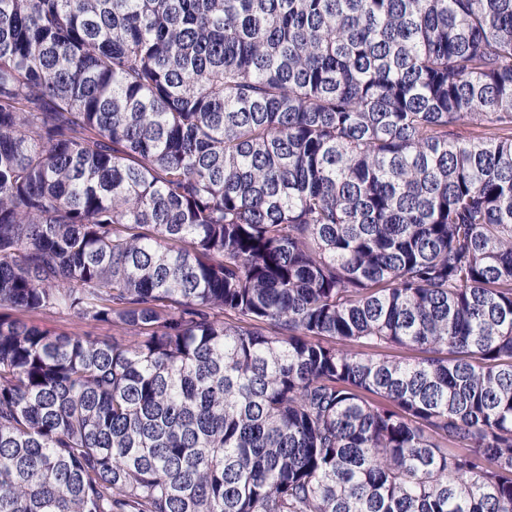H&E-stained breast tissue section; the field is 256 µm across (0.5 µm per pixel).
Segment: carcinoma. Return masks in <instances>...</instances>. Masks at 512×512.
Wrapping results in <instances>:
<instances>
[{
    "label": "carcinoma",
    "mask_w": 512,
    "mask_h": 512,
    "mask_svg": "<svg viewBox=\"0 0 512 512\" xmlns=\"http://www.w3.org/2000/svg\"><path fill=\"white\" fill-rule=\"evenodd\" d=\"M0 512H512V0H0Z\"/></svg>",
    "instance_id": "obj_1"
}]
</instances>
